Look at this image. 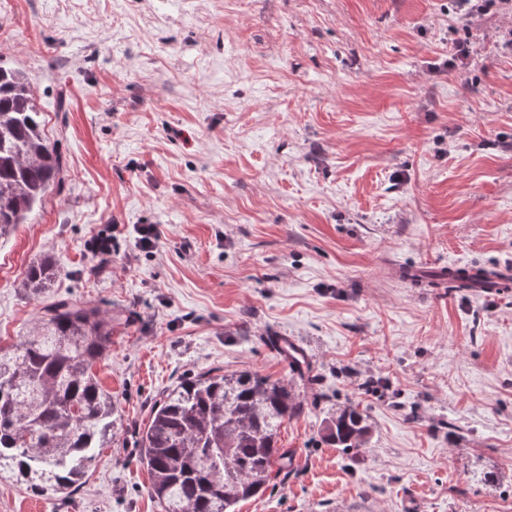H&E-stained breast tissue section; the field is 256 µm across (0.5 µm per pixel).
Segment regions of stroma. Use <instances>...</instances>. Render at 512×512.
<instances>
[{
  "instance_id": "1",
  "label": "stroma",
  "mask_w": 512,
  "mask_h": 512,
  "mask_svg": "<svg viewBox=\"0 0 512 512\" xmlns=\"http://www.w3.org/2000/svg\"><path fill=\"white\" fill-rule=\"evenodd\" d=\"M0 61L64 162L0 238V344L59 301L98 308L117 405L84 484L2 481L0 512H160L137 448L155 402L241 371L301 411L287 468L235 512H512V290L440 277L512 271V5L0 0ZM348 403L371 427L356 451L324 437ZM55 275L56 271L52 262L45 258L29 267L22 286L28 294L39 295L50 286ZM486 277L482 280H471L463 272L456 271L453 273L448 269V288L456 290H471L472 288H492L499 286V280L506 278L502 274L494 271L486 272L483 270Z\"/></svg>"
}]
</instances>
